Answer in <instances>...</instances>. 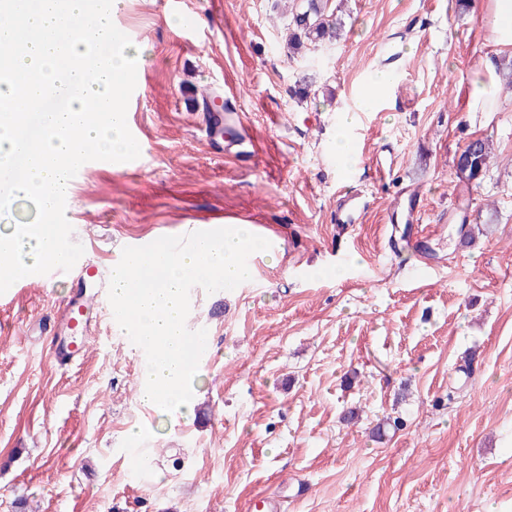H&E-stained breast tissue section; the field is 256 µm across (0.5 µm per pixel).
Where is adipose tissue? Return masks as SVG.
<instances>
[{
    "label": "adipose tissue",
    "mask_w": 512,
    "mask_h": 512,
    "mask_svg": "<svg viewBox=\"0 0 512 512\" xmlns=\"http://www.w3.org/2000/svg\"><path fill=\"white\" fill-rule=\"evenodd\" d=\"M491 51L476 64V77L468 100L472 112H496L502 107L499 95L497 58L512 54V0H473ZM121 0H104L91 7L90 0H0V42L20 45L9 58L10 77L0 82V104L23 111L28 99L40 97L50 86L63 85L70 91L67 111L53 120L27 119L24 125L0 114V167L17 171L6 184L9 197L31 201L40 219H48L50 201L57 189L66 187L68 171L80 161L78 139L98 149L119 154L127 150L123 124L110 120V113L123 111L118 75L132 57L116 45L117 32L110 24ZM67 29L73 39L59 46L55 33ZM98 32L97 56L88 58L82 39L86 29ZM40 39H30V32ZM103 98L107 111L86 112L88 96ZM67 253L64 239L48 232L22 241L14 226L0 227L1 276L18 275L29 264L51 263Z\"/></svg>",
    "instance_id": "obj_1"
}]
</instances>
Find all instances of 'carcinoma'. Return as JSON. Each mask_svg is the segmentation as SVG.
I'll list each match as a JSON object with an SVG mask.
<instances>
[{"label":"carcinoma","instance_id":"carcinoma-1","mask_svg":"<svg viewBox=\"0 0 512 512\" xmlns=\"http://www.w3.org/2000/svg\"><path fill=\"white\" fill-rule=\"evenodd\" d=\"M329 0H298L292 4V20L288 28V56L301 52L309 43L332 41L342 28L337 13L329 12ZM492 158L489 140L477 138L469 141L457 154L453 175L459 182L470 185L488 170Z\"/></svg>","mask_w":512,"mask_h":512}]
</instances>
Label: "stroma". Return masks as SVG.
<instances>
[{
	"label": "stroma",
	"instance_id": "1",
	"mask_svg": "<svg viewBox=\"0 0 512 512\" xmlns=\"http://www.w3.org/2000/svg\"><path fill=\"white\" fill-rule=\"evenodd\" d=\"M288 4L123 0L114 14L139 51L124 103L142 161L80 168L70 250L107 269L128 241L206 217L270 226L280 245L243 287L192 288L186 325L210 343L185 418L138 401L146 359L109 311L70 368L51 359L70 281L0 300V512L22 497L37 512H256L273 495L281 512H512V89L501 111H467L490 48L455 0H341L339 38L297 59ZM382 69L393 79L364 108ZM207 91L247 115L258 157L207 136ZM475 137L494 159L480 183L455 182ZM341 187L365 202L347 224ZM412 194L425 259L388 244Z\"/></svg>",
	"mask_w": 512,
	"mask_h": 512
}]
</instances>
